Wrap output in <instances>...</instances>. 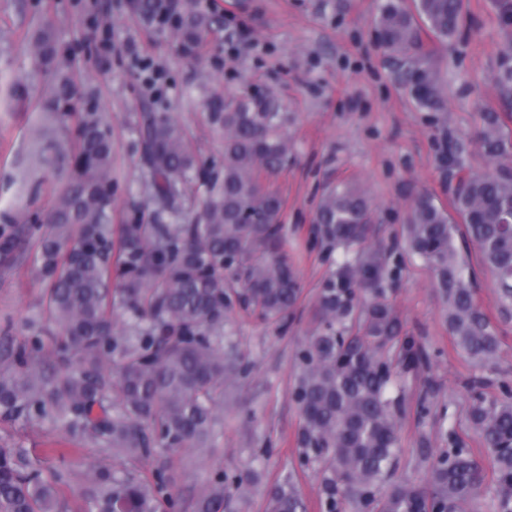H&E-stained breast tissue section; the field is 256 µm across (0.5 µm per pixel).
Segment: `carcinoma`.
Wrapping results in <instances>:
<instances>
[{
    "instance_id": "obj_1",
    "label": "carcinoma",
    "mask_w": 512,
    "mask_h": 512,
    "mask_svg": "<svg viewBox=\"0 0 512 512\" xmlns=\"http://www.w3.org/2000/svg\"><path fill=\"white\" fill-rule=\"evenodd\" d=\"M463 0H385L376 30L381 43L408 65L404 83L420 106L445 110L442 79L426 61L423 37L444 45L459 30ZM136 13L168 20L183 51L200 47L211 17L193 0H139ZM31 51L48 65L59 55L50 28ZM497 83L512 86V41L503 44ZM70 73L55 71L41 101L62 126L75 120L68 149L50 141L44 163L71 176L55 196L41 237L38 273L48 283L47 312L58 329L43 360L40 322L29 323L30 345L12 352L18 370L0 369V417L65 424L109 452L150 458L158 453L215 446L224 404V381L239 369L224 352V323L234 303L266 321H279L301 289L283 232L284 200L267 180L288 164L282 127L286 113L270 100L244 92L208 102L212 125L224 130V173L201 172L183 134L152 103L142 105L135 147L149 178L152 222L138 216L112 224V134L102 114L76 108ZM512 114L485 112L479 139L495 165L483 174L459 163L451 209L417 193L405 225V249L432 267L446 304L448 331L473 366L500 348L496 327L476 299L473 275L456 244L474 248L496 288L499 313L512 317ZM201 196L198 214L183 215L187 195ZM316 232L348 255L324 282L316 301L320 328L301 352L302 374L294 398L302 416L299 442L305 459L325 457L323 512H471L478 507L485 473L454 434L430 464L423 483L385 482L400 452L399 398L388 395L397 373L419 362L415 341L389 302L401 266L388 268L375 250L367 195L347 184L328 189ZM470 389V421L495 462L494 512H512V389L488 400ZM79 512H159L174 507L167 464L152 480L90 471ZM64 476L29 468L28 451L0 446V512H67L59 503ZM224 476L215 475L196 512H221ZM266 512H305L290 483L269 491Z\"/></svg>"
}]
</instances>
